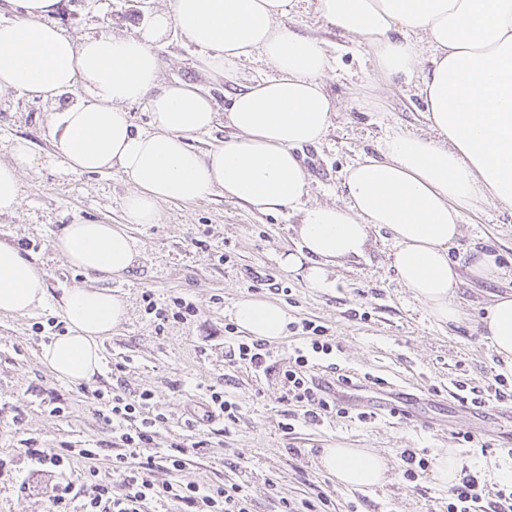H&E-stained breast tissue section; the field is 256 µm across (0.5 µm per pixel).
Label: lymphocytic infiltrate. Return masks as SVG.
Wrapping results in <instances>:
<instances>
[{"label": "lymphocytic infiltrate", "instance_id": "obj_1", "mask_svg": "<svg viewBox=\"0 0 512 512\" xmlns=\"http://www.w3.org/2000/svg\"><path fill=\"white\" fill-rule=\"evenodd\" d=\"M302 333L303 344L295 347L293 360L283 368L266 343L258 339L233 342L226 352L230 366L279 376L287 405L279 427L287 434L294 430L296 421L317 426L323 418L340 410L330 389L316 383L309 373L314 356H327L333 351L327 329L306 321L302 324ZM90 398L99 418L112 429V445L117 449L112 456V467L122 470L124 479L117 487L111 481L100 479L93 465L100 455L95 448L32 449V456L40 463L56 468L64 467L66 461L75 457L89 462L90 485L79 487L71 481L56 484L50 495L53 512H149L150 505L158 501L173 503L174 512H251V501L240 484L202 487L189 478L192 462L204 455L208 440L189 445L179 441L172 443L166 452L152 451L158 428L167 424L169 418L156 412L151 391L127 397L97 389L91 392ZM161 466L169 471L171 478L160 484L153 483L149 475ZM448 512H512V493H498L496 501L483 505L479 476L469 472L452 487Z\"/></svg>", "mask_w": 512, "mask_h": 512}]
</instances>
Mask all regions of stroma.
<instances>
[{
  "instance_id": "35a3bbf8",
  "label": "stroma",
  "mask_w": 512,
  "mask_h": 512,
  "mask_svg": "<svg viewBox=\"0 0 512 512\" xmlns=\"http://www.w3.org/2000/svg\"><path fill=\"white\" fill-rule=\"evenodd\" d=\"M170 0H59L54 22L75 36H134L151 13ZM315 0H296L285 23L317 38L331 63L324 90L335 104L331 126L315 146L297 154L310 174L309 202L345 204L343 181L348 168L364 154L377 155L384 136L394 131L428 135L418 77L380 84L374 106L359 87L373 70L366 43L326 25L314 10ZM160 79L201 87L217 110L211 132L191 138L196 151L208 152L232 135L226 120L232 96L244 86L273 77L256 55L226 76L204 73L199 48L179 31H171L156 47ZM82 95L73 88L52 101L10 91L0 93V161L10 159L15 140H27L39 164L23 176L21 204L0 214V241L22 245L23 256L47 273L49 297L36 311L0 315V512H48L49 488L63 480L81 481L85 463L72 460L65 469L42 465L30 447L59 448L89 444L101 448L96 462L100 477L113 485L123 480L112 467V434L96 418L79 385L62 381L40 361L45 334L36 323L60 318L56 304L64 289L86 283L85 274L55 251L53 240L66 224L81 218L96 224L124 221L123 202L131 183L120 170L73 173L56 156L51 117ZM299 213L261 214L216 192L195 203L167 202L155 224H134L137 258L127 274L106 280L107 288L128 303L126 319L100 344L102 368L95 385L130 395L153 393L157 412L170 415L158 430L154 448L201 436L210 440L197 458L191 478L210 486L243 484L252 512H280L281 500L297 502L329 496L335 512H448V488L431 472L410 481L403 475L400 453L411 448L428 459L453 449L463 468L480 472L482 497L493 501L498 490L512 487L502 478L512 466V400L474 406L471 388L486 389L499 374V361L484 339L482 317L497 296L512 293V207L487 205L464 212L462 233L448 254L460 274L456 303L459 322L437 323L427 308L398 282L392 268L393 243L385 229L371 227L361 256L330 268L333 287H309L283 271L282 252L295 250ZM497 255L506 270L497 281H484L469 271L473 250ZM159 303L182 297L197 308L188 324L157 326L144 311V293ZM258 297L285 306L295 324L272 343L280 365H287L308 320L328 327L335 338L331 355L319 359L313 374L320 383L338 374L352 380L345 388L342 413L320 426H300L283 435L278 423L286 408L275 376H255L230 367L225 357L224 326L233 322V305ZM382 386L367 382V375ZM227 388L240 406L239 420L225 430L219 417H208L209 388ZM63 402L64 416L47 410V398ZM408 408L409 417L394 418L388 405ZM368 420H359V413ZM196 426L187 429L184 419ZM476 445L459 442V433ZM369 448L390 462L387 480L357 490L337 484L320 466L325 448ZM275 491H268V483Z\"/></svg>"
}]
</instances>
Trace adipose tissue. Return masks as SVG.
<instances>
[{"label": "adipose tissue", "instance_id": "obj_1", "mask_svg": "<svg viewBox=\"0 0 512 512\" xmlns=\"http://www.w3.org/2000/svg\"><path fill=\"white\" fill-rule=\"evenodd\" d=\"M58 3L15 0L17 18L0 21V92L49 100L81 87L83 98L53 118L57 153L77 173L118 168L133 189L124 223L77 220L53 242L95 282L65 289L57 301L68 329L40 350L56 377L89 383L100 371V343L127 306L97 282L132 267L130 225L156 223L161 203H193L216 190L263 214L300 213L302 246L280 264L312 288L331 287L330 265L360 256L370 226L386 227L400 283L438 323L458 321L459 274L448 247L462 214L488 203L512 207V0H316L326 24L370 47L378 79L421 72L432 132L388 135L379 156L349 169L343 206L305 201L309 173L295 150L324 138L333 105L323 89L328 61L320 41L283 23L293 0H171L138 35L79 39L53 23ZM174 29L205 51L207 73L233 71L256 51L276 70L232 97L235 133L203 155L187 140L214 126L212 96L190 83L159 81L154 48ZM140 102L151 114L144 133L133 131L128 112ZM10 155L0 162V213L18 205L20 176L37 163L22 140ZM48 296L44 273L0 241V314H28ZM233 314L246 332L270 342L291 321L283 306L260 298L237 301ZM483 323L485 339L512 371V295L497 297ZM319 462L338 484L356 489L379 485L388 472L385 456L365 448H326Z\"/></svg>", "mask_w": 512, "mask_h": 512}]
</instances>
